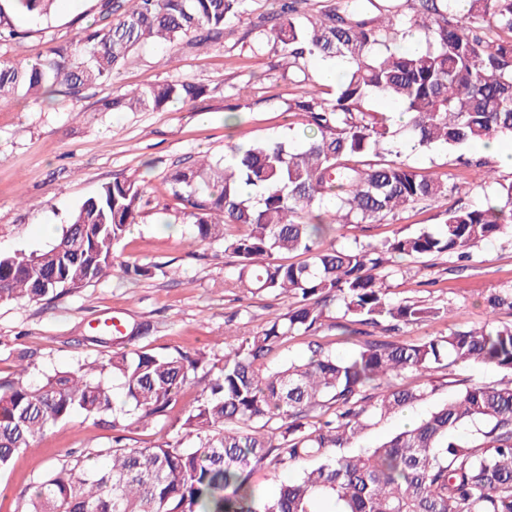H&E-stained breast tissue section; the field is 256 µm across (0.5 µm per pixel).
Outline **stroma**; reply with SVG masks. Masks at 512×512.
<instances>
[{
    "label": "stroma",
    "instance_id": "1",
    "mask_svg": "<svg viewBox=\"0 0 512 512\" xmlns=\"http://www.w3.org/2000/svg\"><path fill=\"white\" fill-rule=\"evenodd\" d=\"M102 0H59L47 19L29 23L21 44L0 45V63L43 58L51 44L75 40L101 23ZM249 20L228 24L224 38L210 48L183 44L176 50L144 46L135 50L119 74L55 105L15 98L0 103V251H41L51 246L71 212L105 183L129 180L145 185L151 203L114 250L107 278L40 303H0V375H8L19 354H30L33 380L76 365L87 357L107 359L111 348L93 344V328L110 316L154 326L149 336L132 341L165 353L211 351L224 336L226 316L248 312L247 327H262L285 308L282 297L252 295L224 280L228 269L219 245L198 241L180 205L167 192L166 178L187 157L229 155L231 147L259 138H302L303 117L289 114L288 103L304 91L296 76L282 72L273 44L250 51ZM183 78L205 87L196 101L159 111L104 112L108 99L164 80ZM463 151L436 148L406 150L405 163L424 174L463 185L464 194L447 203H419L390 224H348L334 243L376 242L394 232L433 229L446 206L484 203L491 180L475 166L459 164ZM475 263L455 269L451 259L405 261L389 279L393 301H419L449 309L405 328L401 339L420 342L448 334L455 327L512 323V312H492V296L512 292V235L479 243ZM170 267V275L133 279L123 274L127 261ZM512 375L492 365L459 363L431 376L434 395L404 413L378 420L358 441L366 450L391 437L409 421L420 419L455 394L462 381H505ZM113 431L101 418L73 416L53 428L37 447L19 453L0 472V512H20L21 494L50 475L69 454L112 446Z\"/></svg>",
    "mask_w": 512,
    "mask_h": 512
}]
</instances>
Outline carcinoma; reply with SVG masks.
<instances>
[{"label": "carcinoma", "instance_id": "1", "mask_svg": "<svg viewBox=\"0 0 512 512\" xmlns=\"http://www.w3.org/2000/svg\"><path fill=\"white\" fill-rule=\"evenodd\" d=\"M57 0H0V42L26 35L11 16L50 15ZM249 0H103L106 23L76 45L62 43L33 62L0 64V101L9 97H76L119 71L147 43L169 49L188 40L208 46L225 26L248 15ZM348 0L346 8H310V0H277L252 24L250 49L272 42L284 66L303 72L314 60H339L344 76L320 96L288 103L312 126L299 143L288 137L250 142L232 158H209L171 172L170 195L193 219L195 236L222 245L233 259V283L250 294L292 302L256 331L225 344L217 358L177 350L156 353L126 343L149 332L97 329L112 344L98 358L57 370L39 382L27 368L0 377V471L36 446L50 427L80 413L112 414V429H147L169 417L186 384L209 378L179 418L185 440L129 449L117 436L105 450L62 462L32 487L22 512H512V381L471 382L421 421L362 454L346 452L375 420L399 414L435 388L399 384L460 362L512 373V324L449 329L408 343L395 335L438 308L388 295L390 267L406 258L473 261L475 244L512 234V180L496 181L481 208L448 207L436 229L401 232L376 243L338 249L326 241L340 224H390L398 210L440 202L455 187L401 160L410 144L455 150L512 135V0ZM201 87L180 78L135 89L102 103V111L142 112L188 103ZM387 99L409 115L406 136ZM147 205L143 189L114 180L80 204L61 236L40 252L0 254V302L39 303L99 281L114 247ZM304 256L290 262L284 255ZM162 267L133 263L124 273L151 278ZM355 348L338 356L317 342L302 360L272 356L296 335L345 328ZM120 381L116 403L108 378ZM471 427L468 439L455 433ZM302 459L318 464L280 482L270 495L250 481L259 467L286 471Z\"/></svg>", "mask_w": 512, "mask_h": 512}]
</instances>
